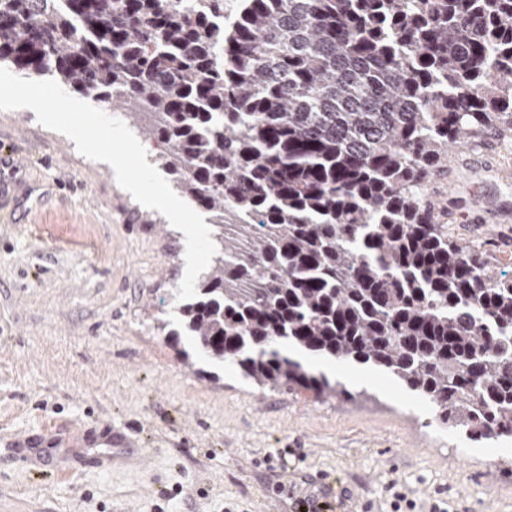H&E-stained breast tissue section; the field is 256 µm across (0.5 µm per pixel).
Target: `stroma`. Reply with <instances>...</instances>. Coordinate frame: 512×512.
<instances>
[{
	"mask_svg": "<svg viewBox=\"0 0 512 512\" xmlns=\"http://www.w3.org/2000/svg\"><path fill=\"white\" fill-rule=\"evenodd\" d=\"M0 512H512V437L471 440L387 374L330 365L349 396L259 391L199 351L173 297L185 239L29 109L0 111ZM453 238L512 270V126L476 131L428 185ZM126 441L109 467L85 427ZM42 434L35 448L10 442Z\"/></svg>",
	"mask_w": 512,
	"mask_h": 512,
	"instance_id": "obj_1",
	"label": "stroma"
}]
</instances>
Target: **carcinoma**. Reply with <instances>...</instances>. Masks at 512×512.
<instances>
[{"instance_id": "1", "label": "carcinoma", "mask_w": 512, "mask_h": 512, "mask_svg": "<svg viewBox=\"0 0 512 512\" xmlns=\"http://www.w3.org/2000/svg\"><path fill=\"white\" fill-rule=\"evenodd\" d=\"M0 0V62L118 102L217 252L179 308L261 391L366 365L477 440L512 436V272L425 193L512 118V0Z\"/></svg>"}]
</instances>
